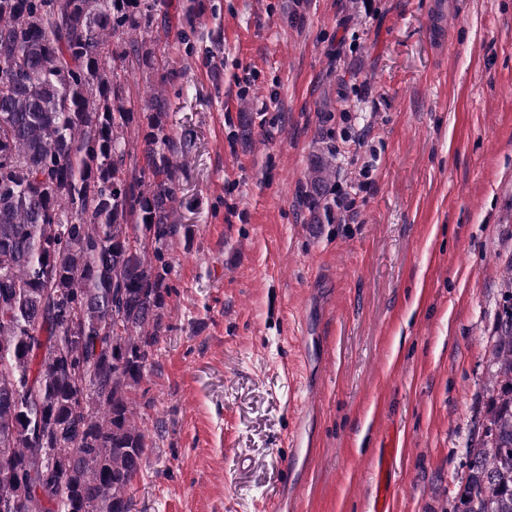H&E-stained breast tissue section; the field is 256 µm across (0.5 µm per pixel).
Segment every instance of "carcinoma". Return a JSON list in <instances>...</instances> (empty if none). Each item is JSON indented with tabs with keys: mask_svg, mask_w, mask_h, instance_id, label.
I'll return each mask as SVG.
<instances>
[{
	"mask_svg": "<svg viewBox=\"0 0 512 512\" xmlns=\"http://www.w3.org/2000/svg\"><path fill=\"white\" fill-rule=\"evenodd\" d=\"M195 3L0 0V496L11 512H131L147 452L133 395L169 330L164 249L192 233L173 221L181 145L159 90L180 73L138 33L161 15L189 40ZM129 70L156 78L137 112ZM332 173L321 158L313 191ZM489 343L495 385L453 512H512V263Z\"/></svg>",
	"mask_w": 512,
	"mask_h": 512,
	"instance_id": "carcinoma-1",
	"label": "carcinoma"
}]
</instances>
